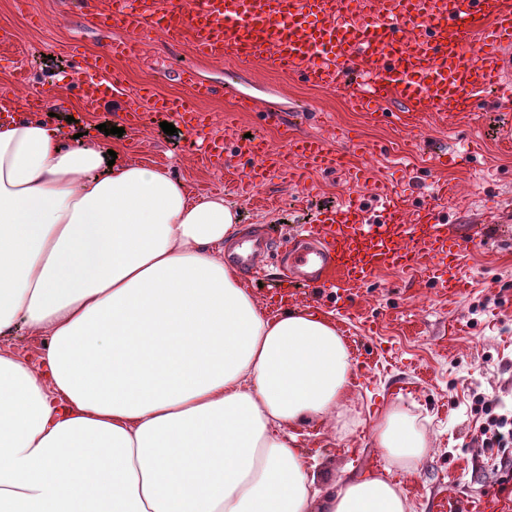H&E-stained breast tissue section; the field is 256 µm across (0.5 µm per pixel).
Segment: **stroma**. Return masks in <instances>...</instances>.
I'll return each mask as SVG.
<instances>
[{"instance_id": "obj_1", "label": "stroma", "mask_w": 512, "mask_h": 512, "mask_svg": "<svg viewBox=\"0 0 512 512\" xmlns=\"http://www.w3.org/2000/svg\"><path fill=\"white\" fill-rule=\"evenodd\" d=\"M1 27L14 33L15 44L0 48V90L16 92V74L25 72L28 102L55 114L67 133L119 143L124 159L168 168L190 193L224 196L241 212L243 235L268 227L276 245L264 261L267 279L281 276L280 248L300 224L343 198L364 196L367 184L409 205L433 186L463 184L464 196L443 208L448 225L469 238L455 296L444 295L441 284L428 277L397 270L379 272L343 298L327 286L297 288L291 308L332 314L351 346L357 384L351 403L356 426L321 436L304 425L297 429V445L315 457L325 481L375 471L381 452L372 441L374 416L397 404L425 421L432 441L416 473L394 476L408 512H432L434 498L448 491L512 497V447L483 446L476 412L481 397L512 410V152L490 136L499 112L470 123L464 143L427 114L414 137L399 121L355 112L343 91L312 87L255 64L207 60L190 45L173 50L157 32L142 33L134 53L116 63L129 90L151 84L161 95L187 98L192 90L178 74L195 71L219 90L196 109L209 120L205 136L223 139L225 146L256 132L274 147L291 135L334 139L347 147L371 142L386 147L372 156L355 153L346 170H312L299 178L276 173L251 187L243 160L230 156L224 167L209 164L204 150L164 133L153 113L125 126L122 137L100 132V125L119 124L112 103L85 111L76 89L56 74L71 69L73 49L99 52L117 35L87 27L76 0H0ZM240 97L254 100L257 111H237ZM265 110L279 115V126L265 125L259 117ZM430 144L446 147L452 157L467 144L480 151L465 164L434 170L426 153Z\"/></svg>"}]
</instances>
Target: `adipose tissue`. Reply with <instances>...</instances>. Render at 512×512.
Here are the masks:
<instances>
[{
    "label": "adipose tissue",
    "mask_w": 512,
    "mask_h": 512,
    "mask_svg": "<svg viewBox=\"0 0 512 512\" xmlns=\"http://www.w3.org/2000/svg\"><path fill=\"white\" fill-rule=\"evenodd\" d=\"M0 111V512H407L393 471L432 444L376 414L380 470L319 488L298 426L342 419L354 360L331 316L268 313L224 243L240 211L21 102Z\"/></svg>",
    "instance_id": "obj_1"
}]
</instances>
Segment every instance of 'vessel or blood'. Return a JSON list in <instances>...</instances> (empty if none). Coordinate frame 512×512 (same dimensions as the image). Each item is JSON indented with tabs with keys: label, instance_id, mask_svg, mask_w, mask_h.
<instances>
[{
	"label": "vessel or blood",
	"instance_id": "b4317fda",
	"mask_svg": "<svg viewBox=\"0 0 512 512\" xmlns=\"http://www.w3.org/2000/svg\"><path fill=\"white\" fill-rule=\"evenodd\" d=\"M85 23L112 24L125 32L97 54H80L81 70L101 81H78L80 100L98 109L106 95L123 100L119 118L131 123L141 107L167 112L185 128L201 121L176 99L150 89L127 93L112 59L131 49L145 29L163 31L171 45L192 44L212 60L234 59L266 71L298 77L315 87L350 94L355 111L375 115L386 105L430 112L444 123L477 117L486 95L499 91L500 107L512 106V0H81ZM234 153L256 160L260 170L343 167V153L326 140H289L285 149L262 148L238 139ZM458 235L436 201L407 208L391 197L368 208L347 200L301 226L286 250L288 282L330 284L354 290L386 268L426 270V257L458 247ZM268 249L264 237L226 261L259 277ZM434 512H512L498 498L475 500L459 494L437 499Z\"/></svg>",
	"mask_w": 512,
	"mask_h": 512
}]
</instances>
